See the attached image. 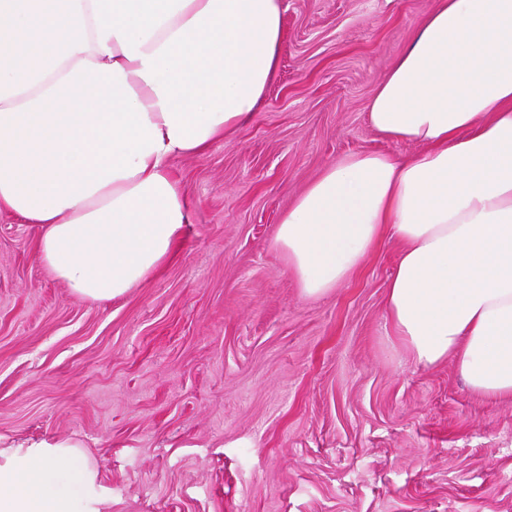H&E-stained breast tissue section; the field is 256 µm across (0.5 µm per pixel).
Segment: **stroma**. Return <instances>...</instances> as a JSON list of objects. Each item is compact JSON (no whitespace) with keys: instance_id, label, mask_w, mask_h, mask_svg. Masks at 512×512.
<instances>
[{"instance_id":"stroma-1","label":"stroma","mask_w":512,"mask_h":512,"mask_svg":"<svg viewBox=\"0 0 512 512\" xmlns=\"http://www.w3.org/2000/svg\"><path fill=\"white\" fill-rule=\"evenodd\" d=\"M435 2L283 0L260 112L171 160L192 222L120 298L72 294L36 259L39 226L0 213V441L78 443L48 486L89 462L102 512H512V398L393 335L396 241L318 298L274 246L325 167L416 152L367 104Z\"/></svg>"}]
</instances>
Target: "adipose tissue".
Here are the masks:
<instances>
[{
    "label": "adipose tissue",
    "mask_w": 512,
    "mask_h": 512,
    "mask_svg": "<svg viewBox=\"0 0 512 512\" xmlns=\"http://www.w3.org/2000/svg\"><path fill=\"white\" fill-rule=\"evenodd\" d=\"M283 0H0V211L40 227L37 258L83 299L122 296L173 252L192 211L172 158L259 112ZM396 159L328 166L274 243L304 296L329 293L383 234L401 245L385 311L415 362L512 397V0H438L370 98ZM71 441L0 463V512H99L48 492Z\"/></svg>",
    "instance_id": "obj_1"
}]
</instances>
